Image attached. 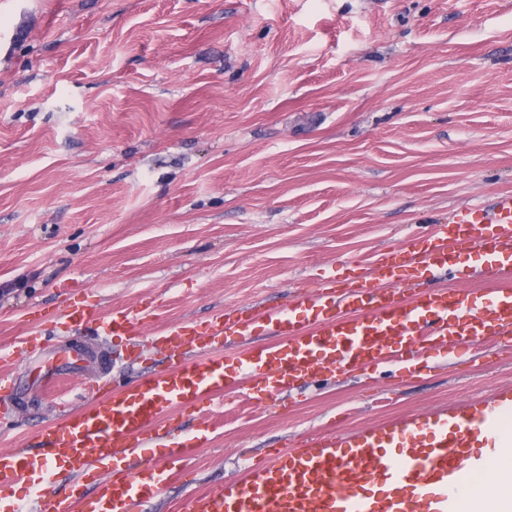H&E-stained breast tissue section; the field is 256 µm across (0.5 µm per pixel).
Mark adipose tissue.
I'll return each mask as SVG.
<instances>
[{
	"instance_id": "1",
	"label": "adipose tissue",
	"mask_w": 512,
	"mask_h": 512,
	"mask_svg": "<svg viewBox=\"0 0 512 512\" xmlns=\"http://www.w3.org/2000/svg\"><path fill=\"white\" fill-rule=\"evenodd\" d=\"M496 453L489 471L476 474L463 487L461 512H512V418L499 423Z\"/></svg>"
}]
</instances>
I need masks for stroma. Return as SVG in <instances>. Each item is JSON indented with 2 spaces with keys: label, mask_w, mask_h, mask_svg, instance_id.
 Here are the masks:
<instances>
[{
  "label": "stroma",
  "mask_w": 512,
  "mask_h": 512,
  "mask_svg": "<svg viewBox=\"0 0 512 512\" xmlns=\"http://www.w3.org/2000/svg\"><path fill=\"white\" fill-rule=\"evenodd\" d=\"M512 193V0H0V349L87 302L149 332L337 290L449 213ZM432 286L483 285L462 253ZM200 350L43 337L0 399V448ZM296 381L176 412L194 442L139 512H175L250 459L512 387V351Z\"/></svg>",
  "instance_id": "obj_1"
}]
</instances>
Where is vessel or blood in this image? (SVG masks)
Returning <instances> with one entry per match:
<instances>
[{
	"mask_svg": "<svg viewBox=\"0 0 512 512\" xmlns=\"http://www.w3.org/2000/svg\"><path fill=\"white\" fill-rule=\"evenodd\" d=\"M464 251L483 260L489 303L473 299L469 289L422 280L424 270L449 266ZM491 323L500 335H512V193L498 197L490 216L454 214L398 253L379 255L364 283L344 293L331 275L285 307L230 310L203 331L184 323L165 329L158 344L192 346L204 334L246 336L266 327L276 339L230 353L213 345L195 361L108 385L95 400L62 409L45 432L46 456L0 448V512H29L17 494L24 484L40 496L41 512H136L176 475L146 458L148 442L165 441L172 460L188 453L170 423L178 407L212 402L257 381L273 397L322 371L400 365L419 348L481 341ZM64 327L136 338L144 333V313L125 307L105 315L87 304L67 311ZM506 414H512L511 387L344 438L328 433L272 448L241 478L193 495L184 512H457L462 481L485 467L482 449ZM67 467L91 481L93 495L55 496V479Z\"/></svg>",
	"mask_w": 512,
	"mask_h": 512,
	"instance_id": "1",
	"label": "vessel or blood"
}]
</instances>
